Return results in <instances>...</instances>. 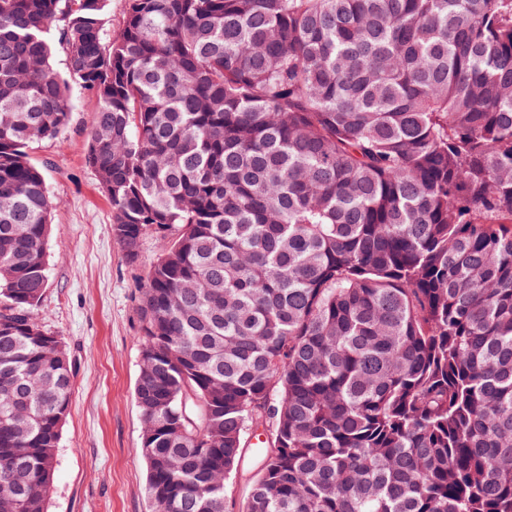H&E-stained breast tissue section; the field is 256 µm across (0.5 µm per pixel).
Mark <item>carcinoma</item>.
Listing matches in <instances>:
<instances>
[{
  "label": "carcinoma",
  "instance_id": "carcinoma-1",
  "mask_svg": "<svg viewBox=\"0 0 512 512\" xmlns=\"http://www.w3.org/2000/svg\"><path fill=\"white\" fill-rule=\"evenodd\" d=\"M108 2L0 0V512H47L69 407L29 148L73 82L114 239L158 246L156 512H224L260 430L242 512H512V0H126L113 38Z\"/></svg>",
  "mask_w": 512,
  "mask_h": 512
}]
</instances>
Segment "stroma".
Listing matches in <instances>:
<instances>
[{
    "instance_id": "stroma-1",
    "label": "stroma",
    "mask_w": 512,
    "mask_h": 512,
    "mask_svg": "<svg viewBox=\"0 0 512 512\" xmlns=\"http://www.w3.org/2000/svg\"><path fill=\"white\" fill-rule=\"evenodd\" d=\"M72 97L66 131L31 151L55 202L38 314L73 367L48 512H152L134 386L138 287L157 247L146 239L136 264L125 260L112 236V206L84 159L97 104L77 86Z\"/></svg>"
}]
</instances>
